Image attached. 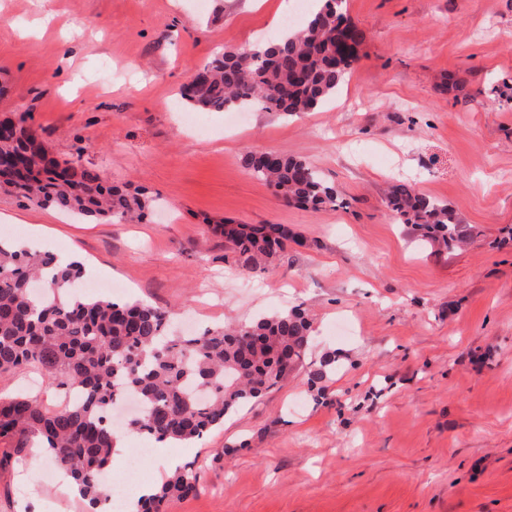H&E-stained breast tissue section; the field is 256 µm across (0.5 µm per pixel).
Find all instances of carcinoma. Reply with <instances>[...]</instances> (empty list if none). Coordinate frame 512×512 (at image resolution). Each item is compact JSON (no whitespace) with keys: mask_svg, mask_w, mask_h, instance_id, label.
<instances>
[{"mask_svg":"<svg viewBox=\"0 0 512 512\" xmlns=\"http://www.w3.org/2000/svg\"><path fill=\"white\" fill-rule=\"evenodd\" d=\"M299 27L250 49H231L193 71L181 97L196 112L259 108L296 115L320 107L360 59L364 32L347 15V0H316ZM0 161H23L26 175L10 185L31 203L55 207L87 221L110 218L141 222L155 199L142 188L113 183L80 160L60 159L24 117L6 118ZM242 165L288 204L310 210L341 206L336 189L306 160L279 152H247ZM387 209L416 239L451 253L475 236L448 204L416 192L405 182L386 193ZM247 269L268 262L292 243L303 244L285 224L213 227ZM79 262H59L50 253L16 249L0 240V374L26 370L45 374L57 391L80 400L50 409L28 395L0 397V440H29L47 449L50 460L80 486L95 512L102 472L117 429L112 409L132 394L140 414L125 427L159 443H192L224 425L226 417L280 386L303 367L312 324L299 309L273 312L244 324L183 336L170 314L131 300L87 296L75 291ZM333 352L306 372L307 385L324 397L336 372ZM189 466L177 469L139 512H167L174 499L197 492Z\"/></svg>","mask_w":512,"mask_h":512,"instance_id":"carcinoma-1","label":"carcinoma"}]
</instances>
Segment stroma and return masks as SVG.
<instances>
[{"mask_svg": "<svg viewBox=\"0 0 512 512\" xmlns=\"http://www.w3.org/2000/svg\"><path fill=\"white\" fill-rule=\"evenodd\" d=\"M298 0H0V116L66 159L145 188V223L90 224L0 190L31 249L83 264L201 332L300 307L310 360L341 367L315 403L289 378L194 444L140 459L194 466L199 490L168 512H512V0H347L366 34L336 94L297 116L258 109L188 124L181 89L216 53L276 36ZM305 158L344 205L283 203L241 164ZM403 180L476 236L434 254L384 203ZM286 224L305 246L244 269L213 225ZM58 392L36 373L0 394ZM0 441V512H84L55 499Z\"/></svg>", "mask_w": 512, "mask_h": 512, "instance_id": "1", "label": "stroma"}]
</instances>
